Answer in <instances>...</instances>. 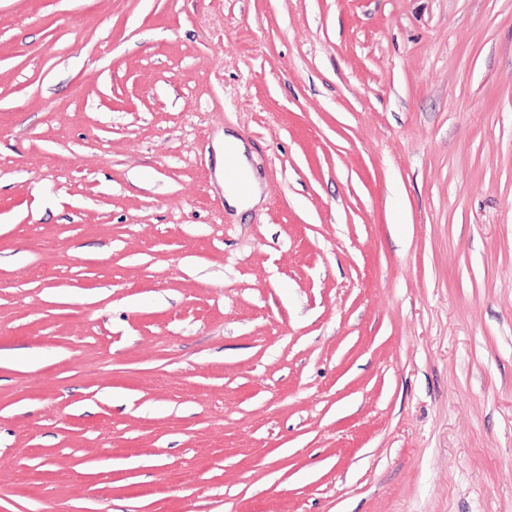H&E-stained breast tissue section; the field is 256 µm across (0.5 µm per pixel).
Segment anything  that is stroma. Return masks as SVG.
Listing matches in <instances>:
<instances>
[{
  "label": "stroma",
  "instance_id": "stroma-1",
  "mask_svg": "<svg viewBox=\"0 0 512 512\" xmlns=\"http://www.w3.org/2000/svg\"><path fill=\"white\" fill-rule=\"evenodd\" d=\"M187 506L512 512V0H0V512ZM245 147L243 141L231 133L224 134V166L228 160L233 161L241 177L248 183L246 193L240 192L237 187L226 180L224 169V203L229 206L243 208L253 206L260 200V191L252 177L244 156Z\"/></svg>",
  "mask_w": 512,
  "mask_h": 512
}]
</instances>
